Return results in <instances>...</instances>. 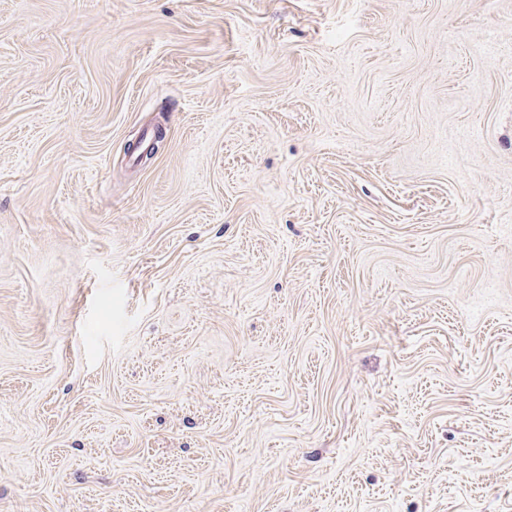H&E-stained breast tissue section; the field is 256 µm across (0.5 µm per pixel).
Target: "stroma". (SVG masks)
Returning a JSON list of instances; mask_svg holds the SVG:
<instances>
[{"mask_svg":"<svg viewBox=\"0 0 512 512\" xmlns=\"http://www.w3.org/2000/svg\"><path fill=\"white\" fill-rule=\"evenodd\" d=\"M0 512H512V0H0Z\"/></svg>","mask_w":512,"mask_h":512,"instance_id":"35a3bbf8","label":"stroma"}]
</instances>
